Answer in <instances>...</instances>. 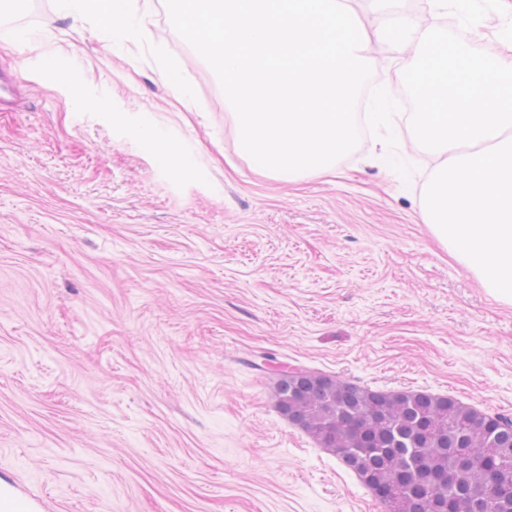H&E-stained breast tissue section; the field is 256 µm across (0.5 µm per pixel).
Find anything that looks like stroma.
Segmentation results:
<instances>
[{"mask_svg": "<svg viewBox=\"0 0 512 512\" xmlns=\"http://www.w3.org/2000/svg\"><path fill=\"white\" fill-rule=\"evenodd\" d=\"M0 0V496L22 512H385L276 408L283 366L512 418V305L423 224L411 55L331 176L255 169L165 0L130 38ZM368 30H453L433 0H349ZM192 96L180 104L170 78ZM151 129L155 141L145 140Z\"/></svg>", "mask_w": 512, "mask_h": 512, "instance_id": "obj_1", "label": "stroma"}]
</instances>
